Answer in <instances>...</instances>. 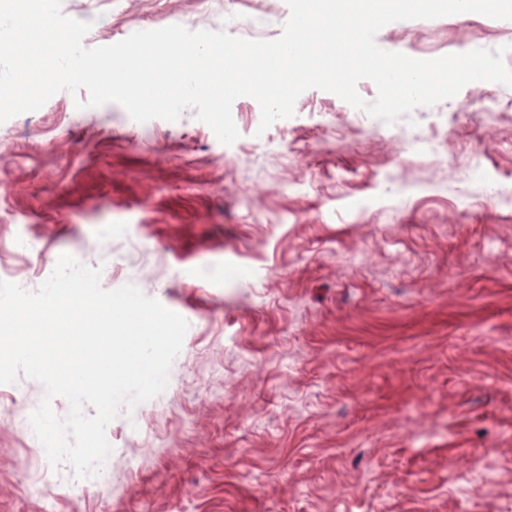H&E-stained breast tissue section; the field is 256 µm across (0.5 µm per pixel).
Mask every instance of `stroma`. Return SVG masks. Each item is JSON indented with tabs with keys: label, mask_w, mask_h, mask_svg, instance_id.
I'll use <instances>...</instances> for the list:
<instances>
[{
	"label": "stroma",
	"mask_w": 512,
	"mask_h": 512,
	"mask_svg": "<svg viewBox=\"0 0 512 512\" xmlns=\"http://www.w3.org/2000/svg\"><path fill=\"white\" fill-rule=\"evenodd\" d=\"M87 48L181 25L279 38L286 0H62ZM384 50L504 49L512 21L393 22ZM61 91L0 123V268L60 255L189 324L167 388L107 426L74 487L0 384V512H512V87L387 124L319 89L221 144L195 109L134 121ZM459 461L449 471V461ZM40 494L29 493L30 485Z\"/></svg>",
	"instance_id": "1"
}]
</instances>
